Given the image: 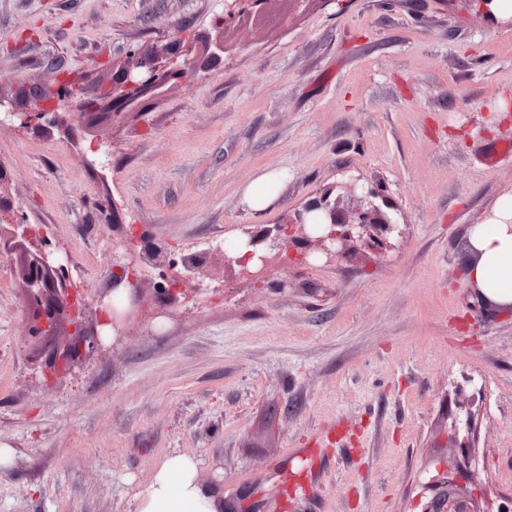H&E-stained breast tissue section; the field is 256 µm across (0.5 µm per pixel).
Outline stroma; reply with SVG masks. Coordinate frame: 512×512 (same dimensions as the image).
Masks as SVG:
<instances>
[{"mask_svg": "<svg viewBox=\"0 0 512 512\" xmlns=\"http://www.w3.org/2000/svg\"><path fill=\"white\" fill-rule=\"evenodd\" d=\"M224 0H0V94L86 82L134 49L211 31ZM223 66L66 133L0 124V223L70 260L83 320L112 253L147 231L198 253L211 289L171 307L144 291L119 340L46 370L0 236V512H133L154 464L194 457L239 512H424L440 478L479 512L512 495V310L480 305L470 225L512 194V28L477 0H272L227 29ZM112 146L107 166L86 159ZM285 170L263 212L243 201ZM359 176L402 235L271 262L263 283L208 253Z\"/></svg>", "mask_w": 512, "mask_h": 512, "instance_id": "35a3bbf8", "label": "stroma"}]
</instances>
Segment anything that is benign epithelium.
Instances as JSON below:
<instances>
[{
	"instance_id": "7a95c632",
	"label": "benign epithelium",
	"mask_w": 512,
	"mask_h": 512,
	"mask_svg": "<svg viewBox=\"0 0 512 512\" xmlns=\"http://www.w3.org/2000/svg\"><path fill=\"white\" fill-rule=\"evenodd\" d=\"M269 0H247V5L236 8L233 4L224 9V24L214 36L206 34L191 43L170 40L154 47L135 52L132 60L112 68V76L95 82L88 99L77 113L78 122L90 124L102 113L117 115L138 99L154 92L169 82L167 73L210 71L224 64L228 52L224 40L226 28L241 23L248 17L255 19L263 15ZM29 102L34 107L18 111L14 103L0 97V112L16 119L23 128H48L64 122L62 113L69 110L73 98L63 89L40 87L28 92ZM353 198L352 206H341L343 194ZM375 188L366 185L361 178L338 184L306 201L302 207L286 220L271 225L260 233L245 228L242 230L247 251L229 252L223 242H213L208 251L223 258L224 270L239 278L257 280L264 277L268 264L281 259L288 249L300 250L302 258L316 248L326 260L336 258L347 247L361 244L377 254L394 248L390 235L398 232V223L389 211L378 203ZM141 249L140 260L158 270L153 282V292L158 303L173 305L179 301L186 289L182 280L171 278L166 270L173 264L168 252L150 237L137 236ZM34 250L20 253L18 263L23 282L24 300L28 314V331L32 336L50 335L63 315L73 319L74 334L61 349L51 351V367L66 370L75 358L90 354L103 346L104 332L120 337L125 333L126 323L136 308L141 288L137 277H112V297L99 299L100 317L97 325L90 329L81 320V302L69 296L59 283L69 276L68 258L51 244L33 242ZM135 253L115 251L112 264L131 268ZM427 512H476L464 504L451 499V492L440 491Z\"/></svg>"
}]
</instances>
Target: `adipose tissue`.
I'll use <instances>...</instances> for the list:
<instances>
[{"label": "adipose tissue", "mask_w": 512, "mask_h": 512, "mask_svg": "<svg viewBox=\"0 0 512 512\" xmlns=\"http://www.w3.org/2000/svg\"><path fill=\"white\" fill-rule=\"evenodd\" d=\"M467 249L477 258L467 279L494 306L512 307V196L497 201L488 218L471 225ZM220 501L198 479V465L184 454L156 465L147 486L133 497V512H219Z\"/></svg>", "instance_id": "adipose-tissue-1"}]
</instances>
